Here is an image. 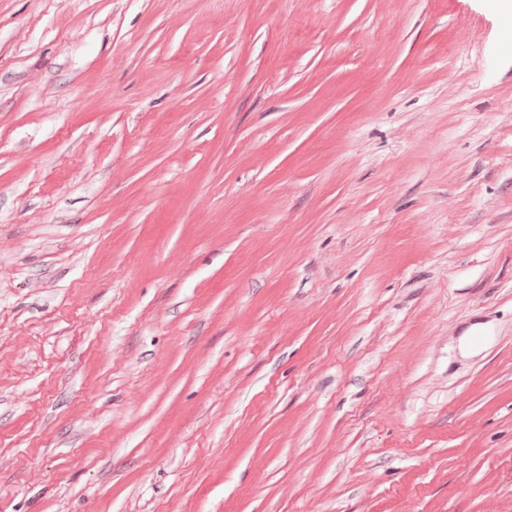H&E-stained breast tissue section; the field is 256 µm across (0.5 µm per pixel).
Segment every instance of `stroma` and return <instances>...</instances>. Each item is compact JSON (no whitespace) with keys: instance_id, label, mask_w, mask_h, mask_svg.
<instances>
[{"instance_id":"obj_1","label":"stroma","mask_w":512,"mask_h":512,"mask_svg":"<svg viewBox=\"0 0 512 512\" xmlns=\"http://www.w3.org/2000/svg\"><path fill=\"white\" fill-rule=\"evenodd\" d=\"M494 3L0 0V512H512Z\"/></svg>"}]
</instances>
